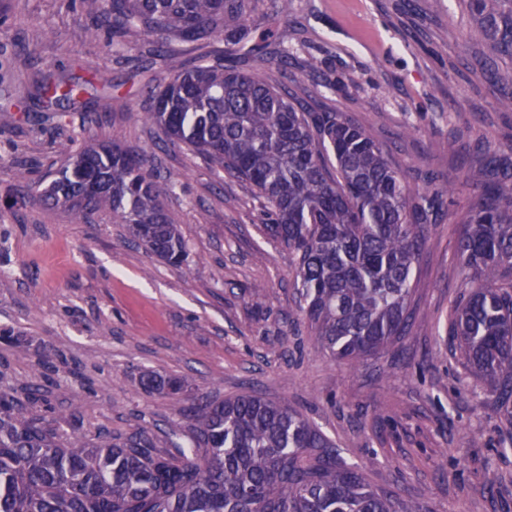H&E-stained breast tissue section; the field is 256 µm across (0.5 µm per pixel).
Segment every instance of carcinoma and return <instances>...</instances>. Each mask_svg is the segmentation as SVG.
I'll use <instances>...</instances> for the list:
<instances>
[{
    "mask_svg": "<svg viewBox=\"0 0 512 512\" xmlns=\"http://www.w3.org/2000/svg\"><path fill=\"white\" fill-rule=\"evenodd\" d=\"M249 0H100L102 23L123 41L158 36L196 44L274 37L240 24ZM469 38L488 46L487 74L512 112V0H466ZM94 89L48 73L28 98L0 88V112L58 111ZM152 95L147 114L167 137L210 166L246 180L266 204L267 229L295 255L301 312L313 341L338 361L385 351L409 328L410 277L426 243L436 200L411 197L403 174L372 133L343 112H308L266 75L209 55L180 67ZM73 151L61 177L39 194L81 224L112 214L130 237L173 265L188 252L160 199L144 154L116 144ZM458 254L474 290L449 316V335L467 367L496 394L512 426V171L483 166ZM147 392L175 395L181 378L148 372ZM0 512H423L374 488L336 445L286 401L253 394L205 401L194 411L192 444L160 449L144 428L87 438L45 423L0 394Z\"/></svg>",
    "mask_w": 512,
    "mask_h": 512,
    "instance_id": "cac0c4a2",
    "label": "carcinoma"
}]
</instances>
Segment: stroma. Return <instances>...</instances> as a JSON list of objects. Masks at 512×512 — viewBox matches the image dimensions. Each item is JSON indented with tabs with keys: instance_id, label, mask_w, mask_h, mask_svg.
<instances>
[{
	"instance_id": "stroma-1",
	"label": "stroma",
	"mask_w": 512,
	"mask_h": 512,
	"mask_svg": "<svg viewBox=\"0 0 512 512\" xmlns=\"http://www.w3.org/2000/svg\"><path fill=\"white\" fill-rule=\"evenodd\" d=\"M471 24L463 0H293L265 48L201 46L246 55L308 111L347 113L372 130L409 194L442 202L413 272L409 332L351 365L311 338L295 259L266 232L256 190L146 120L147 89L168 77L171 52L150 36L113 50L96 0H0V86L43 72L97 85L65 121L32 112L0 122V332L26 346L0 339V393L35 397L34 413L66 431L143 427L165 448L189 444L193 399L253 391L288 400L374 487L425 512H512V428L448 336L450 309L471 285L456 256L472 195L463 175L491 159L512 164V112L497 106ZM69 139L148 153L188 247L183 265L132 244L109 217L74 224L24 194L17 173L33 186L59 178ZM146 370L188 387L148 393Z\"/></svg>"
}]
</instances>
